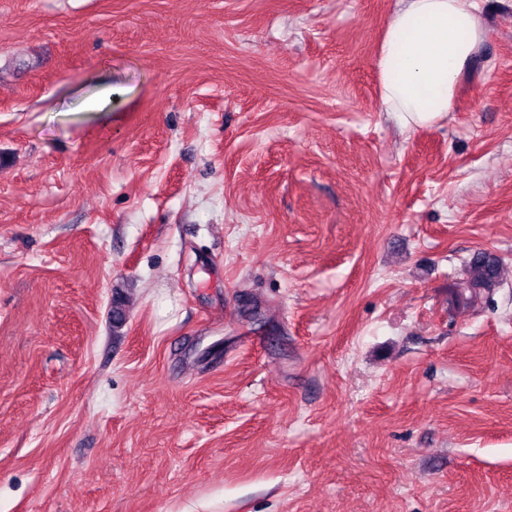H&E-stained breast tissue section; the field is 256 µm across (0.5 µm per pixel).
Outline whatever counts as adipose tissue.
<instances>
[{
  "instance_id": "ef3b65f1",
  "label": "adipose tissue",
  "mask_w": 512,
  "mask_h": 512,
  "mask_svg": "<svg viewBox=\"0 0 512 512\" xmlns=\"http://www.w3.org/2000/svg\"><path fill=\"white\" fill-rule=\"evenodd\" d=\"M485 35L475 0H398L375 58L381 110L408 129L446 119Z\"/></svg>"
}]
</instances>
